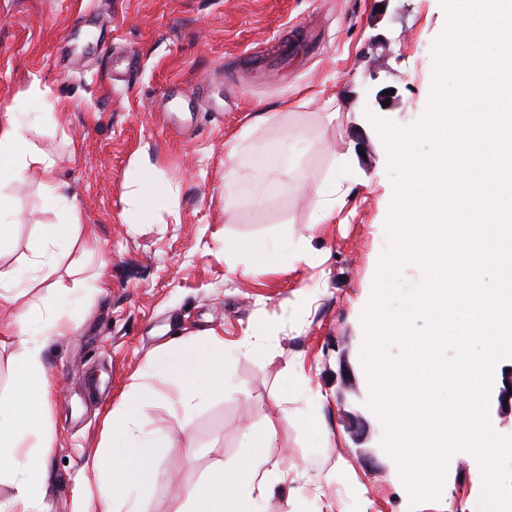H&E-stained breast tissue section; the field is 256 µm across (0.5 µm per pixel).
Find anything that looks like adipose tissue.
<instances>
[{
  "label": "adipose tissue",
  "mask_w": 512,
  "mask_h": 512,
  "mask_svg": "<svg viewBox=\"0 0 512 512\" xmlns=\"http://www.w3.org/2000/svg\"><path fill=\"white\" fill-rule=\"evenodd\" d=\"M31 172L40 173L45 200L63 209L65 217L48 225L25 268L0 265V302L15 303L46 282L52 290L64 291L62 281H51L50 276L58 247L77 233L81 223L80 211L68 198L53 160L29 145L14 114H7L0 119V186L22 181ZM69 329L64 313L34 306L20 310L14 321L0 323V347L9 345L17 351L13 395L7 405H0V484L9 488L8 496L0 500V512H38L46 493L45 453L22 447L21 442L43 428L51 393L45 350ZM152 375L175 386L177 404L190 409L227 385L223 338L200 336L190 345L162 352ZM149 404V396L140 394L113 408L106 444L91 463L100 495L83 496L78 512H141L134 490L155 481L156 464L171 446L167 433L141 430L140 419ZM249 440L250 451L237 468L215 466L190 489L187 502L174 503L170 512H258L288 476L277 467L275 430L250 435Z\"/></svg>",
  "instance_id": "1"
}]
</instances>
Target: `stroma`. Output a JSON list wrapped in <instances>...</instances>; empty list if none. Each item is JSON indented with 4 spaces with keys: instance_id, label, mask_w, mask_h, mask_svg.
Listing matches in <instances>:
<instances>
[{
    "instance_id": "35a3bbf8",
    "label": "stroma",
    "mask_w": 512,
    "mask_h": 512,
    "mask_svg": "<svg viewBox=\"0 0 512 512\" xmlns=\"http://www.w3.org/2000/svg\"><path fill=\"white\" fill-rule=\"evenodd\" d=\"M447 23L442 0H0V114H29L27 140L54 161L82 214L53 277L71 287L95 273L101 284L76 304L42 287L22 299L67 308L72 323L46 349L56 391L42 512H75L104 419L139 382L152 392L144 430L172 439L140 494L143 512H168L271 426L288 484L267 512H281L289 487L302 512H478L482 471L465 452L449 459L438 498L410 509L361 360L394 197L366 94L393 90L386 118L397 126L421 120ZM125 47L138 70L126 71ZM60 102L62 122L50 113ZM259 112L273 118L251 128ZM234 142L241 178L228 206ZM141 152L169 188L143 217L124 199ZM259 161L270 170L266 204L247 177ZM331 181L336 210L314 223V192ZM4 192L19 223L0 263L19 267L60 215L45 207L38 174ZM228 240L242 250L225 251ZM252 242H287L310 261L244 277ZM257 323L269 331L253 354L238 342ZM212 332L225 341L229 384L177 409L145 372L160 350ZM313 414L318 431L295 426Z\"/></svg>"
}]
</instances>
